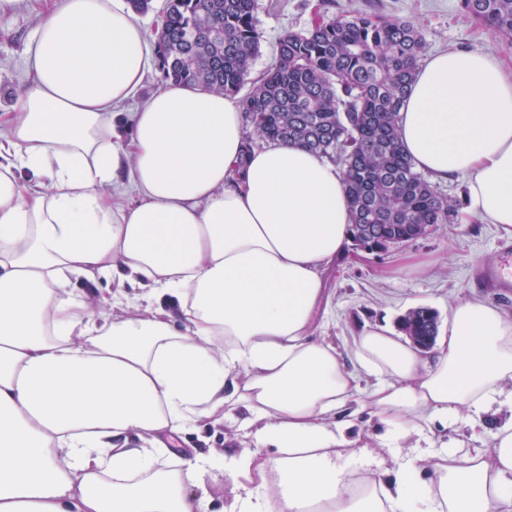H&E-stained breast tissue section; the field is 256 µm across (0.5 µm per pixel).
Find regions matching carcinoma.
Listing matches in <instances>:
<instances>
[{
    "label": "carcinoma",
    "mask_w": 512,
    "mask_h": 512,
    "mask_svg": "<svg viewBox=\"0 0 512 512\" xmlns=\"http://www.w3.org/2000/svg\"><path fill=\"white\" fill-rule=\"evenodd\" d=\"M462 10L512 47V0H460ZM257 0H166L154 64L162 82L241 95L246 151L302 145L341 171L354 248L382 253L421 225L452 224L457 207L417 171L399 144L398 114L424 51L409 20L363 13L319 18L281 35L274 61L252 75L261 32ZM247 92H242V89ZM438 315L399 317L406 336L436 335Z\"/></svg>",
    "instance_id": "1"
}]
</instances>
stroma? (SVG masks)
<instances>
[{"mask_svg":"<svg viewBox=\"0 0 512 512\" xmlns=\"http://www.w3.org/2000/svg\"><path fill=\"white\" fill-rule=\"evenodd\" d=\"M44 0H26L0 22V113L12 111L26 70L28 48L42 19ZM348 12L399 17L412 21L425 39V56L449 49L478 50L502 58L512 68V48L466 15L460 0H258L261 53L254 70L262 72L274 60L279 37L302 31L318 17ZM468 178L458 175L436 181L437 191L456 203L460 219L441 224L428 235L391 247L380 254L347 256L326 274L328 301L315 333L349 351L364 324L395 325L409 309L426 306L437 311L439 330H448V308L456 301L478 297L500 307L512 318V289L486 288L472 276L474 268L491 266L512 276V254L504 250L512 231H504L473 213ZM228 423L206 419L188 436L189 446L213 456L239 452L230 441Z\"/></svg>","mask_w":512,"mask_h":512,"instance_id":"35a3bbf8","label":"stroma"}]
</instances>
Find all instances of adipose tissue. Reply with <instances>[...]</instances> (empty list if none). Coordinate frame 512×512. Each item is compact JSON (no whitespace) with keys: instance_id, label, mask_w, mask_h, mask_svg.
<instances>
[{"instance_id":"obj_1","label":"adipose tissue","mask_w":512,"mask_h":512,"mask_svg":"<svg viewBox=\"0 0 512 512\" xmlns=\"http://www.w3.org/2000/svg\"><path fill=\"white\" fill-rule=\"evenodd\" d=\"M144 42L124 0H55L0 113V512H211L218 467L227 512H512V422L488 426L512 406V319L460 301L428 360L382 324L346 354L315 339L350 245L341 172L285 143L241 161L238 102L196 86L122 118ZM399 131L417 170L467 175L512 229L499 58L428 59ZM103 300L132 313L95 317ZM214 413L246 452L173 455ZM206 485L211 498L213 512H225L224 507L232 500L236 488L232 480L224 475V469H216L206 477Z\"/></svg>"}]
</instances>
